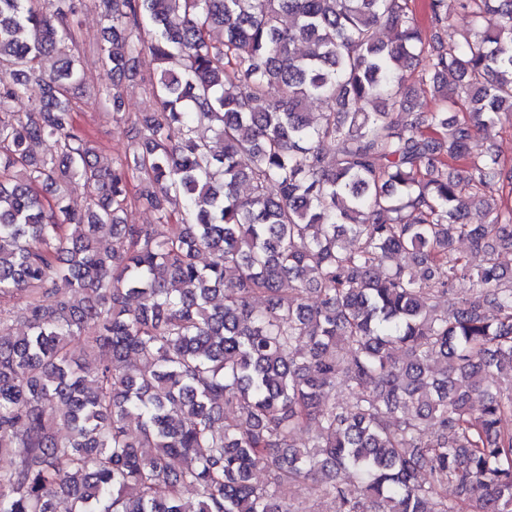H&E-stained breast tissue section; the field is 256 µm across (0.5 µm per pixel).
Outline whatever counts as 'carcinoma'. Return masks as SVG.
<instances>
[{"label":"carcinoma","mask_w":512,"mask_h":512,"mask_svg":"<svg viewBox=\"0 0 512 512\" xmlns=\"http://www.w3.org/2000/svg\"><path fill=\"white\" fill-rule=\"evenodd\" d=\"M93 2L106 87L76 0H0V512H512V164L470 150L512 125V0ZM144 51L105 167L75 95L121 113ZM75 22L86 82L95 87L112 85V73L99 65L96 54L106 22L101 19L91 0H83ZM141 84L138 78V82L124 87L122 112H125V115L113 116L112 112L103 110L97 100L88 96L79 95L75 99L76 119L94 133L99 143L102 164L112 163V157L135 138V114L156 111L153 99Z\"/></svg>","instance_id":"obj_1"}]
</instances>
